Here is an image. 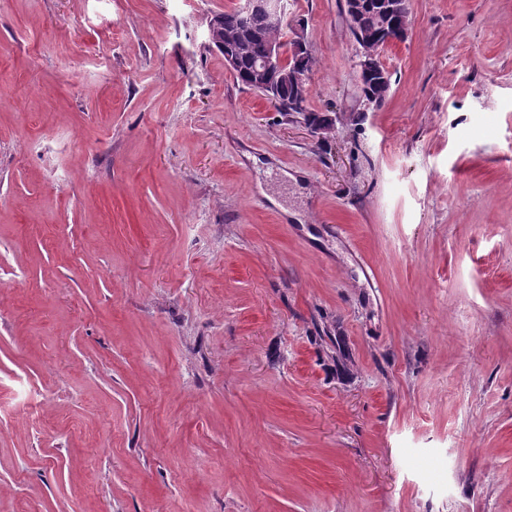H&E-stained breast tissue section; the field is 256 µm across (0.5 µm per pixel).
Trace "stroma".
Masks as SVG:
<instances>
[{
    "mask_svg": "<svg viewBox=\"0 0 512 512\" xmlns=\"http://www.w3.org/2000/svg\"><path fill=\"white\" fill-rule=\"evenodd\" d=\"M237 3L0 0V512H512V0H288L320 135ZM241 9L247 17L253 16L248 20H244L237 8H235L221 14V23L225 29H243L248 34H251V38L246 40V55L243 56L241 61L243 68L247 69L251 60L265 55L268 48L267 56L259 63L255 62L248 69V75L252 84L260 87L269 86L273 84L270 81V77L276 75L277 81L275 83L286 85L282 86L278 93L277 99L280 107L286 112H296L298 114L311 112L306 106V99L301 101L293 99V96L297 99L306 97L308 93L306 80L308 72L304 70L301 64L309 58L311 60V56L303 34L296 33L291 49V57L292 54L296 55L298 65L286 72H283L285 64L282 59L281 42L277 39H269L268 45L267 38L263 36L267 25L270 26L269 29L271 30H279L282 27L288 15V1L245 0L241 2ZM256 13H261L265 17ZM256 33H260V35L257 36ZM294 62L295 59L293 57L286 63V67L289 68ZM287 86H290L292 90ZM393 2H389L385 0V2L380 7H373V11H375L377 17V25L375 29H372L366 41L363 42V46H361L358 42L359 46V54L356 61V68L358 70L359 76L363 74H372L377 73L378 68V59H380V50L381 47L387 45L393 41L399 40L398 38H394L388 34V26L391 20L398 15V32L400 36L403 34H407V18L408 12L406 10V5L403 1L395 2L400 6V11L396 10L392 5ZM405 11V12H403ZM377 46L379 48L377 49ZM385 47V46H384ZM219 22V15L213 16L210 19L207 28L208 40L224 45V50L225 47H228L234 51H224V63L231 72H235L240 64L239 46L245 39L243 35L237 31H226L223 28H219Z\"/></svg>",
    "mask_w": 512,
    "mask_h": 512,
    "instance_id": "35a3bbf8",
    "label": "stroma"
}]
</instances>
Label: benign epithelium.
Instances as JSON below:
<instances>
[{
	"label": "benign epithelium",
	"mask_w": 512,
	"mask_h": 512,
	"mask_svg": "<svg viewBox=\"0 0 512 512\" xmlns=\"http://www.w3.org/2000/svg\"><path fill=\"white\" fill-rule=\"evenodd\" d=\"M241 9L248 17L256 13L263 14L270 29L278 30L287 19L288 2L286 0H243ZM374 11L377 17V25L372 33L367 36L363 46L359 47L356 61V68L361 75L377 72L380 47L395 41V38L388 34V26L393 18H399V34H407L408 12L396 10L389 0L374 8ZM219 22L220 18L217 15L210 19L207 28L208 40L228 47V50L224 52V63L230 71L234 72L240 64L239 46L244 42V37L237 31H226L220 28L218 26ZM291 53L296 55L299 65L286 71L282 59L281 42L277 39L269 40L267 56L248 69L252 84L260 87L269 86L271 85L270 77L275 75L277 76V82L292 88L295 98L300 99L306 96L308 93L307 71L304 70L301 62L310 58V52L303 34H296Z\"/></svg>",
	"instance_id": "7a95c632"
}]
</instances>
